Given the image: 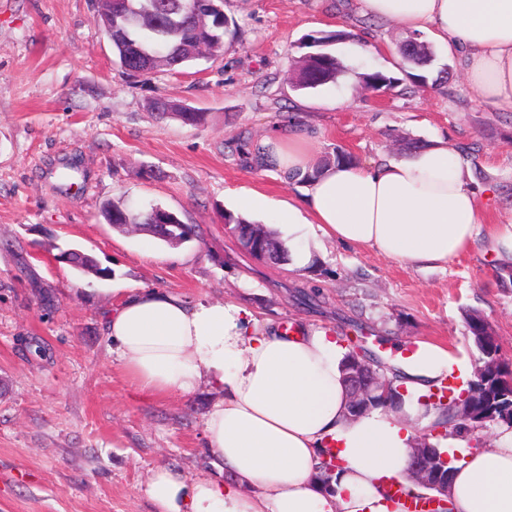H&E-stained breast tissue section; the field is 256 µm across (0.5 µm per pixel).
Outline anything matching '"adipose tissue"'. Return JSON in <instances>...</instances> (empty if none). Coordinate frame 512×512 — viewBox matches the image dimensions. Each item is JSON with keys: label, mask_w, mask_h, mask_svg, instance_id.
I'll return each instance as SVG.
<instances>
[{"label": "adipose tissue", "mask_w": 512, "mask_h": 512, "mask_svg": "<svg viewBox=\"0 0 512 512\" xmlns=\"http://www.w3.org/2000/svg\"><path fill=\"white\" fill-rule=\"evenodd\" d=\"M366 16L428 33L460 53L477 101L512 110V0H356ZM313 140L274 129L259 143L264 165L284 181L312 167ZM485 201L453 149L436 143L412 155L368 164L335 163L280 209L285 224L317 225L330 239L368 247L409 265L445 263L467 251L485 221ZM106 335L135 387L148 395L217 392L205 416L207 452L234 483L156 469L146 495L154 512H404L388 498L406 492L412 407L347 417L343 348L323 327L294 332L260 324L240 301H193L156 288L112 308ZM456 359L427 346L404 366L420 393ZM338 462L327 493L314 464L323 449ZM450 512H512V429L463 453L448 486Z\"/></svg>", "instance_id": "ef3b65f1"}]
</instances>
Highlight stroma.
I'll use <instances>...</instances> for the list:
<instances>
[{"label": "stroma", "mask_w": 512, "mask_h": 512, "mask_svg": "<svg viewBox=\"0 0 512 512\" xmlns=\"http://www.w3.org/2000/svg\"><path fill=\"white\" fill-rule=\"evenodd\" d=\"M92 0H0V512H152L156 469L212 472L203 387L153 397L136 390L106 336L112 306L137 288L194 300L244 302L263 322L326 327L388 364L431 343L468 365L478 353L466 316L490 323L512 363V280L488 231L448 262L412 266L346 246L314 226L281 224L302 183L258 169L249 152L273 127L305 129L314 162L344 152L364 164L404 157L406 141L448 142L484 196L490 223L512 222V111L472 96L460 57L434 44L447 83L403 76L400 26L353 12L350 0H224L231 33L221 55L142 80L114 61ZM345 30L375 53L333 45L336 82L294 86L308 34ZM398 78L364 89V73ZM159 96L206 112L201 126L159 118ZM68 163L72 186L58 174ZM265 196L253 221L276 227L312 256L303 268L242 252L224 224L244 197ZM161 206L200 236L171 246L122 233L101 208ZM77 248L109 269L79 275L60 259Z\"/></svg>", "instance_id": "obj_1"}]
</instances>
